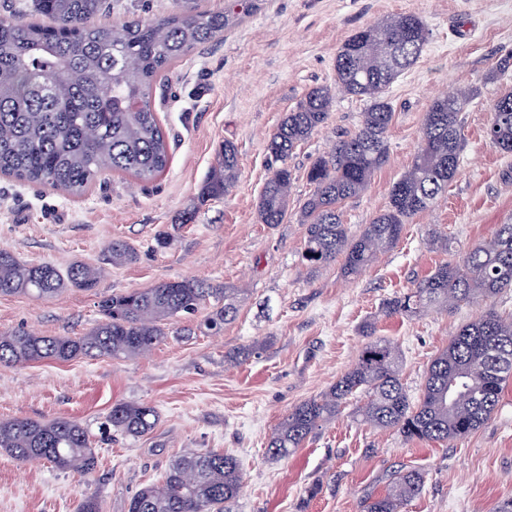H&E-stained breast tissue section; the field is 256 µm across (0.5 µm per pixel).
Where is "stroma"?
<instances>
[{"label": "stroma", "mask_w": 512, "mask_h": 512, "mask_svg": "<svg viewBox=\"0 0 512 512\" xmlns=\"http://www.w3.org/2000/svg\"><path fill=\"white\" fill-rule=\"evenodd\" d=\"M238 20L209 44L176 62L157 84L153 105L168 136L170 162L155 182L110 173L85 194L24 185L0 175V248L31 264L103 266L97 288H68L38 299L0 296V331L80 336L100 318L103 297L163 281L200 280L236 291L237 314L222 332L201 334L198 316L169 320L164 339L130 359L78 357L0 365V420H77L88 431L97 465L87 477L46 461L20 463L0 451V512H76L83 494L100 512H127L130 498L158 483L189 450L238 459L242 487L232 512H364L367 496L385 492L394 471L425 475L423 491L402 512H496L512 498V383L491 420L448 442H408L396 431L356 421L353 404L311 435L294 454L269 456V439L295 406L319 397L355 362L361 327L403 351L402 381L418 397L433 357L464 323L487 307L512 315V291L492 302L448 312L386 317L385 300L406 292L439 264L458 259L512 224V156L492 148L485 130L491 106L512 91V0H197ZM419 14L429 38L416 63L386 91L395 114L389 161L368 189L342 207L351 234L389 206L394 182L420 147L436 97L472 92L462 113L464 148L456 177L426 211L406 224L399 243L357 277L342 260L310 270L302 259L300 209L311 192V162L360 124L367 103L335 85L336 55L355 30L391 16ZM327 85V124L295 151L284 223H259L268 177L266 142L286 112L313 87ZM238 149L239 177L230 191L196 205L199 186L224 142ZM196 207L193 223L176 218ZM170 235L158 247L159 233ZM448 238L447 249L433 245ZM137 248L124 266L105 263L113 240ZM252 348L231 364L230 353ZM140 402L158 413L154 429L132 437L103 432L114 404Z\"/></svg>", "instance_id": "35a3bbf8"}]
</instances>
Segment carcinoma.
<instances>
[{"mask_svg": "<svg viewBox=\"0 0 512 512\" xmlns=\"http://www.w3.org/2000/svg\"><path fill=\"white\" fill-rule=\"evenodd\" d=\"M177 2V11L150 21L93 22L109 10L107 0H31V9L50 20L47 25L1 18L0 175L73 195L109 172L127 173L145 183L162 175L170 154L152 106L153 87L174 62L212 42L232 23L227 11L200 10L195 0ZM427 40L422 18L408 12L355 30L336 55L338 87L370 104L358 129L342 136L307 171L312 191L302 209L303 259L313 271L342 255L344 275L360 274L398 243L404 224L430 208L457 174L460 113L472 99L467 91L433 101L424 118L422 146L392 185L387 210L357 236L343 224L342 204L362 193L389 160L394 111L384 92L414 65ZM332 106L328 88H312L270 135V176L258 202L260 223H283L293 183L288 160L327 123ZM486 137L493 148L512 155L511 91L495 100ZM238 173V150L226 142L200 186L198 201L226 194ZM107 253L111 266L138 258L121 240L112 241ZM103 272L83 262L64 271L49 263L28 264L0 249V296L50 298L66 288L91 289ZM507 290H512V224H500L490 240L440 264L407 292L389 299L384 312H446ZM212 299L224 305L201 319L198 329L217 334L236 316L233 289L198 280L164 281L103 298L100 320L78 337L0 332V365L80 356L135 358L163 339L165 321L194 315ZM362 333L367 342L352 367L327 392L294 407L275 428L268 442L270 456L295 453L360 389L366 399L355 408L358 421L393 429L408 441L447 442L488 422L512 379V317L493 307L452 335L431 361L415 399L401 381L400 346L375 335L371 323ZM156 417L148 404L121 402L112 406L107 425L138 437L155 427ZM0 449L22 462L38 457L79 475L91 473L96 465L86 429L69 418L1 420ZM424 483L423 472L401 469L385 494L366 498L364 512H401ZM241 485L234 456L191 451L169 465L162 482L141 488L130 499L128 512H226Z\"/></svg>", "mask_w": 512, "mask_h": 512, "instance_id": "carcinoma-1", "label": "carcinoma"}]
</instances>
